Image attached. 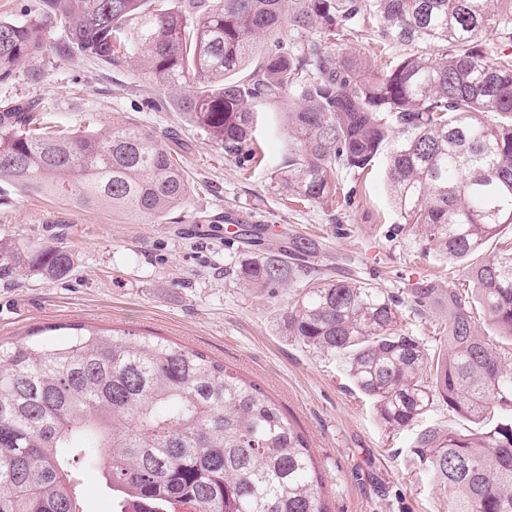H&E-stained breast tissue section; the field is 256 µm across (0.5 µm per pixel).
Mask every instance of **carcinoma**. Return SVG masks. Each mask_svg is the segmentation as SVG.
<instances>
[{
  "mask_svg": "<svg viewBox=\"0 0 512 512\" xmlns=\"http://www.w3.org/2000/svg\"><path fill=\"white\" fill-rule=\"evenodd\" d=\"M38 0L0 18V83L44 74L46 26L60 62L132 64L227 154L252 140L253 103L281 107L291 196L336 197V171L384 162L403 225L426 249L466 265L470 288L410 289L448 311L430 348L400 324L380 288L307 272L308 239L259 251L233 270L249 292L306 283L286 332L338 361L392 431L435 407L472 423L430 425L409 451L449 512H512V0ZM291 26L243 79L256 39ZM403 46L381 67L336 49L353 27ZM178 153L124 119L85 131L47 123L33 105L0 103V181L162 222L190 198ZM0 259L51 278L72 256L37 243ZM486 317L495 335L479 331ZM55 349L0 342V512H85L80 473L100 470L112 512H330L305 434L255 383L201 351L158 336L70 325Z\"/></svg>",
  "mask_w": 512,
  "mask_h": 512,
  "instance_id": "cac0c4a2",
  "label": "carcinoma"
}]
</instances>
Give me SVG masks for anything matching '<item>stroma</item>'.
<instances>
[{"label":"stroma","mask_w":512,"mask_h":512,"mask_svg":"<svg viewBox=\"0 0 512 512\" xmlns=\"http://www.w3.org/2000/svg\"><path fill=\"white\" fill-rule=\"evenodd\" d=\"M156 96L155 84L132 67L102 70L79 57L35 81L22 70L0 83V100L35 101L72 130L122 118L163 143L178 141L191 187L188 204L156 224L0 181V246L62 242L73 259L62 280L24 267L0 273V340L52 347L66 341V325L82 323L192 347L258 384L304 432L330 512H448L450 496L426 482L409 451L410 433L381 426L334 360L287 334L282 316L295 287L258 296L240 288L230 269L257 250L312 240L309 262L318 274L394 295L403 328L428 340L445 318L418 310L409 290L426 279L461 286L463 267L422 251L400 230L383 164L339 170L349 200L292 203L275 179L288 136L272 106L255 107L249 162L209 142L170 106H154ZM229 224L236 236L223 233Z\"/></svg>","instance_id":"1"}]
</instances>
